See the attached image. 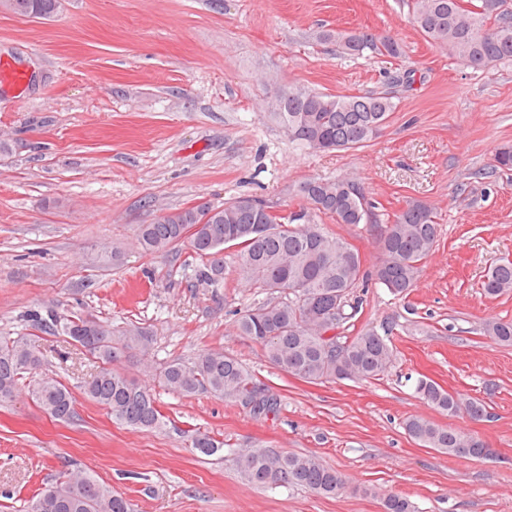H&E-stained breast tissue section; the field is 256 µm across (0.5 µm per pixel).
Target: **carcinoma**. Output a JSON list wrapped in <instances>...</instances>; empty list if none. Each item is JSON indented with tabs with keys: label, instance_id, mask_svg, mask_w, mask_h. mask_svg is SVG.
<instances>
[{
	"label": "carcinoma",
	"instance_id": "cac0c4a2",
	"mask_svg": "<svg viewBox=\"0 0 512 512\" xmlns=\"http://www.w3.org/2000/svg\"><path fill=\"white\" fill-rule=\"evenodd\" d=\"M59 6L60 0H0L1 12L22 19L50 17ZM503 6L504 0H477L470 6L465 0H412L410 23L430 44L473 69H482L512 60V15ZM486 28L495 30L491 41L481 36ZM320 38L352 57L367 52L391 58L403 54L399 40L364 28L325 30ZM395 108L386 94L336 96L296 88L276 100L275 116L292 140L325 151L368 145ZM297 193L303 206L287 216L274 213L261 200L239 196L221 206L187 207L152 224H140L136 241L148 255L178 246L190 250L200 259L195 278L209 285L224 280V250L235 247L233 273L238 280L270 296L288 293V299H270L236 321L238 335L261 344L280 371L308 383L381 376L394 359L390 329L367 323L354 335H346L358 313L354 290L368 277L362 257L344 238L314 221L326 216L337 224H371L373 205L350 178L308 179ZM438 232L430 206L417 199L406 201L380 229L375 280L396 296L409 295L436 246ZM484 291L494 297L512 292V260L488 271ZM31 321L66 337L101 364L85 382L84 394L106 409L114 422L137 431H160L166 426L153 393L115 367L133 350L147 353L151 341L147 331L137 326L112 329L77 314L60 318L36 312ZM481 333L497 344L512 346V319L490 317L482 323ZM44 366L43 352L29 337L0 336V402H11L23 392L51 418L68 421L76 414L72 392L56 378L38 375ZM159 379L183 398L209 394L242 403L257 415L277 408V401L222 350H209L193 362L172 360ZM414 391L450 417L487 415L483 401L463 400L427 378L418 379ZM403 428L422 446L450 457L480 459L491 454L481 438L452 425L411 416ZM192 447L214 455L224 450V443L204 433L194 437ZM237 463L249 483L300 486L324 495H338L345 488L342 476L314 455L252 448ZM382 506L383 512H415L413 503L398 494L385 496ZM28 512H132V508L129 500L114 494L93 473L79 470L32 497Z\"/></svg>",
	"mask_w": 512,
	"mask_h": 512
}]
</instances>
